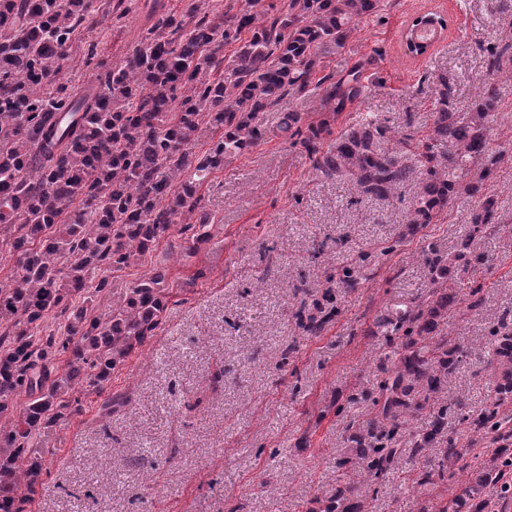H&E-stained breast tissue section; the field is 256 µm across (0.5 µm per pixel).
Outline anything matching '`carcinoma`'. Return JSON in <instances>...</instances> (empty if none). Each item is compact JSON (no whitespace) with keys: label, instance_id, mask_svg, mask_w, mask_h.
I'll return each mask as SVG.
<instances>
[{"label":"carcinoma","instance_id":"1","mask_svg":"<svg viewBox=\"0 0 512 512\" xmlns=\"http://www.w3.org/2000/svg\"><path fill=\"white\" fill-rule=\"evenodd\" d=\"M261 2L241 0L239 9L222 13L197 5L161 12L120 64L101 58L88 42L81 59L96 85L81 91L59 74L72 60L73 40L97 24L96 0H0V249L12 260L9 283L0 284V415L14 398L25 397L18 413L0 420V512H29L47 472L33 440L64 418L78 378L102 396L103 413L125 403L107 382L152 335L172 298L166 271H157L128 288L102 324L89 309L109 281L92 274L128 267L183 219L186 240L204 241L210 217L199 190L224 157L264 140L260 114L290 93L316 92L317 121L304 125L290 112L277 129L306 150L318 174L347 180L369 200L389 198L409 179L400 149L407 138L388 137L387 127L370 120L321 150L338 115L363 98L365 83L362 65L336 81L320 74V48L343 47L382 0H283L277 10ZM485 51L491 78L512 74V43ZM438 82L433 126L417 144L426 178L408 220L415 229L432 223L455 198L477 195L498 161L488 138L499 104L495 84H484L472 108L459 114L448 109V77ZM202 125L220 136L199 155L193 148ZM495 205L491 197L479 202L456 254L429 250L433 280L466 271L470 241L502 230ZM368 258L362 253L342 269L344 287L358 284ZM454 299L439 294L428 303L410 301L380 322L401 344L393 367L379 362L385 377L372 398L374 411L352 436L364 482L391 470L410 419L431 415L430 429L413 441L416 454L448 426L452 403L438 402V394L464 353L448 349L438 328ZM52 313L63 325L40 334ZM487 343L497 360L512 363V317L490 329ZM511 398L507 369L484 407L460 421L485 435L512 438V419L501 411ZM460 459L448 440L438 468L423 470L416 483L453 480ZM504 476L494 466L477 473L476 482L503 481L501 498L509 500L512 483ZM353 490H337L318 512H358L359 503L346 497ZM463 508L485 512L486 503L466 490L441 512Z\"/></svg>","mask_w":512,"mask_h":512}]
</instances>
